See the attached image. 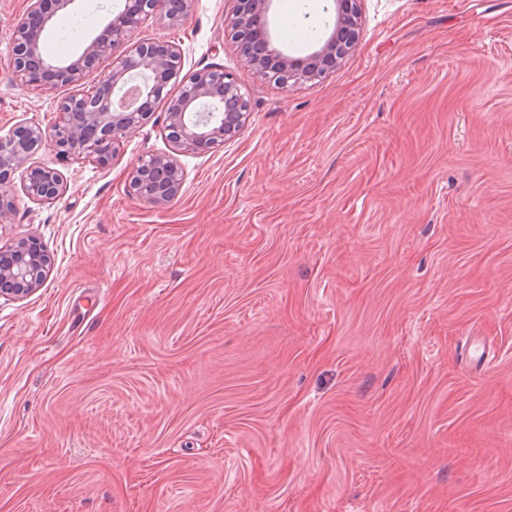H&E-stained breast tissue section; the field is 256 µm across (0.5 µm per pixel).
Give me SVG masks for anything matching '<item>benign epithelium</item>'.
<instances>
[{
  "mask_svg": "<svg viewBox=\"0 0 512 512\" xmlns=\"http://www.w3.org/2000/svg\"><path fill=\"white\" fill-rule=\"evenodd\" d=\"M75 0H31L15 27L12 47L14 80L23 86L52 89L73 85L77 90L58 103V121L45 131L36 125L0 136V223L13 209V176L20 174L24 195L38 204L51 203L65 192L60 173L32 162L49 140L63 159L82 157L109 163L127 135L146 124L155 105L166 103L164 132L173 152L140 160L130 189L144 202L160 208L176 198L183 171L174 152L208 150L237 138L251 112L250 101L224 68L208 66L182 75L183 55L171 41L131 37L153 15L178 25L192 11L195 0H131L112 15L103 31L78 56L50 59L42 51L44 33L56 13ZM232 14L224 37L230 40L261 77L282 87L321 81L357 47L361 0H336V22L316 50L294 58L278 47L272 33L273 0H230ZM106 66L88 90L81 80L101 63ZM52 260L34 238L0 249V294L23 299L39 288Z\"/></svg>",
  "mask_w": 512,
  "mask_h": 512,
  "instance_id": "obj_1",
  "label": "benign epithelium"
}]
</instances>
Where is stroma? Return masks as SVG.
Segmentation results:
<instances>
[{
	"label": "stroma",
	"mask_w": 512,
	"mask_h": 512,
	"mask_svg": "<svg viewBox=\"0 0 512 512\" xmlns=\"http://www.w3.org/2000/svg\"><path fill=\"white\" fill-rule=\"evenodd\" d=\"M29 0H0V135L72 88L11 77ZM124 0L58 11L80 53ZM225 0L135 39L220 66L241 134L180 155L156 208L128 188L168 151L164 107L105 165L34 162L0 247L36 236L40 288L0 296V512H512V0H363L356 50L279 87L224 39ZM293 57L333 0H274Z\"/></svg>",
	"instance_id": "obj_1"
}]
</instances>
